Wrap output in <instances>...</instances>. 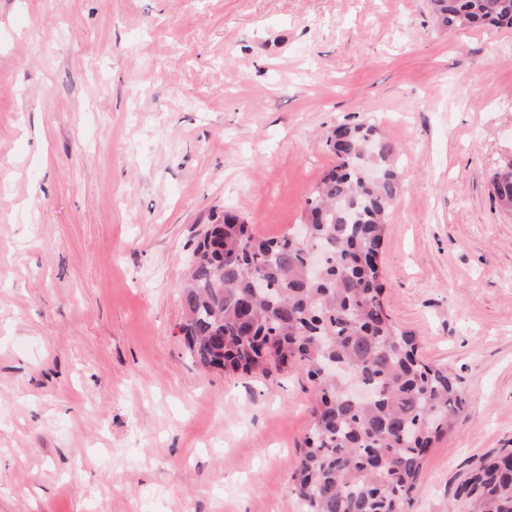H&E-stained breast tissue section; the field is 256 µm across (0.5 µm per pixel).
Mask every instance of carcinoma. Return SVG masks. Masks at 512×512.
I'll list each match as a JSON object with an SVG mask.
<instances>
[{"label":"carcinoma","instance_id":"carcinoma-1","mask_svg":"<svg viewBox=\"0 0 512 512\" xmlns=\"http://www.w3.org/2000/svg\"><path fill=\"white\" fill-rule=\"evenodd\" d=\"M437 28H512V0H427ZM338 164L307 198L305 239L257 235L231 211L210 217L181 294L184 343L202 369L268 375L293 362L317 403L293 491L304 512H406L424 455L452 429L464 398L448 369L423 362L413 332L381 294L378 255L400 199L398 146L372 123L338 126ZM512 211V164L491 179ZM328 250L320 274L312 245ZM456 512H512V448L488 454L453 492Z\"/></svg>","mask_w":512,"mask_h":512}]
</instances>
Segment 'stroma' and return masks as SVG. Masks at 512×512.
Returning a JSON list of instances; mask_svg holds the SVG:
<instances>
[{
  "label": "stroma",
  "instance_id": "35a3bbf8",
  "mask_svg": "<svg viewBox=\"0 0 512 512\" xmlns=\"http://www.w3.org/2000/svg\"><path fill=\"white\" fill-rule=\"evenodd\" d=\"M371 120L405 191L383 306L464 409L409 512L512 448V29L425 0H0V512H301L297 367L205 371L178 333L210 214L276 237ZM491 187L498 205L512 211V163L493 174Z\"/></svg>",
  "mask_w": 512,
  "mask_h": 512
}]
</instances>
